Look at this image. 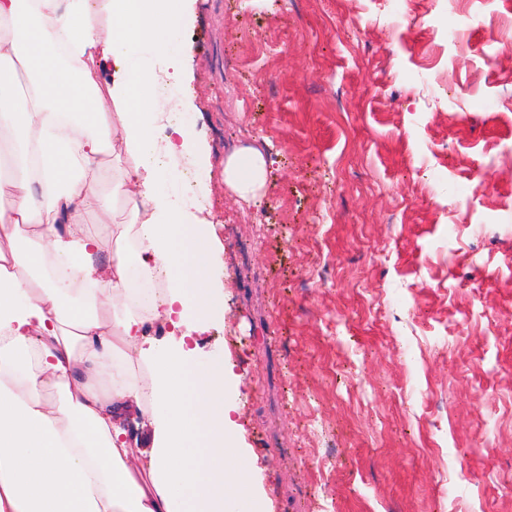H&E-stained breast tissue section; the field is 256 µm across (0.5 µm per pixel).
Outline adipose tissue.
I'll use <instances>...</instances> for the list:
<instances>
[{"label": "adipose tissue", "instance_id": "ef3b65f1", "mask_svg": "<svg viewBox=\"0 0 512 512\" xmlns=\"http://www.w3.org/2000/svg\"><path fill=\"white\" fill-rule=\"evenodd\" d=\"M182 17V0H0V512H254L223 358L199 364L143 330L150 315L189 330L224 312L209 223L158 189L161 154L200 157L190 127L163 147L156 135ZM117 134L126 160L103 192ZM265 181L259 151L224 163L242 199ZM119 200L131 218L95 263L87 216ZM133 408L138 450L120 422Z\"/></svg>", "mask_w": 512, "mask_h": 512}]
</instances>
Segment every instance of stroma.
I'll list each match as a JSON object with an SVG mask.
<instances>
[{
    "label": "stroma",
    "mask_w": 512,
    "mask_h": 512,
    "mask_svg": "<svg viewBox=\"0 0 512 512\" xmlns=\"http://www.w3.org/2000/svg\"><path fill=\"white\" fill-rule=\"evenodd\" d=\"M187 0L235 446L264 512H512V0ZM446 75L426 107L410 77ZM263 194L226 188L235 148ZM494 191H487V184ZM462 473L447 472L449 450ZM266 181V161L256 150H241L224 163V182L242 199L255 198Z\"/></svg>",
    "instance_id": "obj_1"
}]
</instances>
